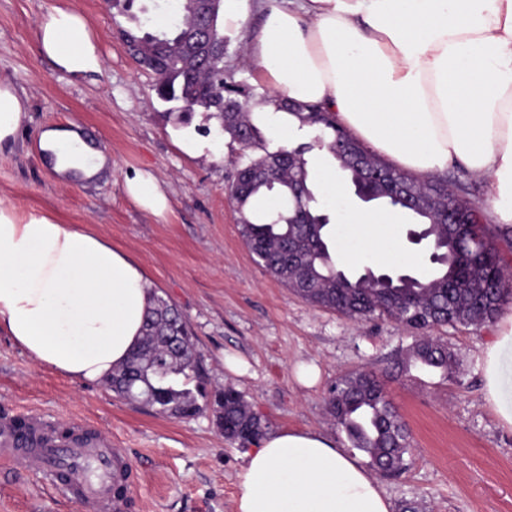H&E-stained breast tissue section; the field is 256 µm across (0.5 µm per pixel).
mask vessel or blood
Wrapping results in <instances>:
<instances>
[{"label":"vessel or blood","instance_id":"vessel-or-blood-1","mask_svg":"<svg viewBox=\"0 0 512 512\" xmlns=\"http://www.w3.org/2000/svg\"><path fill=\"white\" fill-rule=\"evenodd\" d=\"M0 457L25 469L39 468L48 475L53 473L55 461H67L80 488L82 512H121L122 504L115 501L113 489L128 484L133 472L131 463L108 438L86 443L65 441L44 432L40 440L28 443L7 412L0 414Z\"/></svg>","mask_w":512,"mask_h":512}]
</instances>
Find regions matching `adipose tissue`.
Instances as JSON below:
<instances>
[{
	"label": "adipose tissue",
	"instance_id": "1",
	"mask_svg": "<svg viewBox=\"0 0 512 512\" xmlns=\"http://www.w3.org/2000/svg\"><path fill=\"white\" fill-rule=\"evenodd\" d=\"M42 50L77 78L102 68L86 20L57 8L39 25ZM270 91L318 103L394 166L428 177L463 165L486 180L500 224H512V0H289L269 4L247 48ZM17 89L0 82V149L28 121ZM54 169L93 179L107 157L78 122L42 130ZM132 200L164 215L168 198L141 171L125 178ZM344 259L401 258L397 218L350 214ZM154 286L141 264L86 227L0 202V334L39 365L93 383L125 363L142 338ZM484 362L485 398L512 427L502 398V350L512 313ZM237 512H391L358 462L316 431L266 434L246 456Z\"/></svg>",
	"mask_w": 512,
	"mask_h": 512
}]
</instances>
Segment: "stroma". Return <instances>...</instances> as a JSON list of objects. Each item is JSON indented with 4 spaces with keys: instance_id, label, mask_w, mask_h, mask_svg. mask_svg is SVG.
<instances>
[{
    "instance_id": "stroma-1",
    "label": "stroma",
    "mask_w": 512,
    "mask_h": 512,
    "mask_svg": "<svg viewBox=\"0 0 512 512\" xmlns=\"http://www.w3.org/2000/svg\"><path fill=\"white\" fill-rule=\"evenodd\" d=\"M262 0H244L246 21L230 31L224 72L259 88L247 56ZM82 14L96 34L101 72L75 80L40 52L38 27L49 12ZM130 15L104 0H0V81L27 99L31 120L17 141L0 150V201L63 224L88 226L134 256L158 294L180 310L196 340L209 387L244 393L267 431L317 430L349 448L329 417L326 398L340 375L369 370L382 377L411 433L408 466L378 476L391 512H512V428L486 401L485 350L496 324L441 328L458 358L451 376L412 370L394 375L398 351L413 333L393 321H353L309 305L253 260L228 196L241 145L217 120L194 112L189 124L166 121L155 76L128 54L120 31ZM76 120L84 139L112 157L96 181L58 178L38 154L42 129ZM192 132L201 151L179 147ZM151 172L169 199L161 217L136 205L125 177ZM451 188L479 208L493 235L512 239L486 201L484 180L463 166L444 172ZM333 239L350 213L371 211L349 185L321 194ZM0 407L31 410L53 424L92 427L111 438L133 465L124 512H236L244 449L229 443L211 413L174 419L139 410L106 383L81 384L40 366L0 335ZM0 512H79L66 485L43 472L0 461Z\"/></svg>"
}]
</instances>
